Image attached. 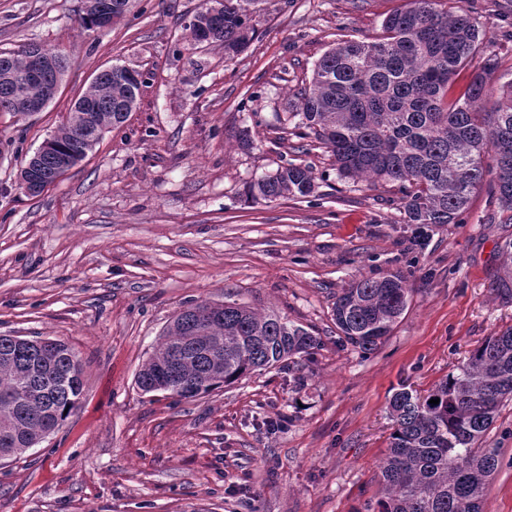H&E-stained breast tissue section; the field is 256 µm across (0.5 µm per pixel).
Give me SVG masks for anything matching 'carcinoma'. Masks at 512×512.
I'll return each instance as SVG.
<instances>
[{"mask_svg":"<svg viewBox=\"0 0 512 512\" xmlns=\"http://www.w3.org/2000/svg\"><path fill=\"white\" fill-rule=\"evenodd\" d=\"M260 0H223L224 11L199 12L204 26H188L195 43H224L237 53L251 41L249 7ZM437 0L386 17L383 35L346 39L324 52L299 94L291 116L295 137L313 139L333 157L338 175L370 186L388 184L402 194L408 223L455 224L472 196L488 185L502 224H512V78L493 89L500 68L485 49L472 18ZM475 72L460 94L453 79L474 56ZM118 66L101 71L86 94L106 127L123 124L137 105L141 83ZM40 95L26 81L24 55L0 51V112L18 114L17 88ZM88 136L66 121L40 157L47 183L58 175L56 157L84 160ZM315 177L288 162L246 184L249 203L307 197ZM498 287L512 292V238L499 247ZM411 288L401 272L353 281L336 298L340 338L367 353L389 336L406 309ZM322 341L274 311L200 302L183 309L163 332L136 377L144 394L182 400L266 370L309 357ZM178 353L177 370L198 379L190 395L162 382ZM83 368L64 342L0 335V458L25 453L79 407ZM439 403L432 404L430 400ZM512 400V326L488 337L466 361L425 395L405 388L390 400L395 430L380 462L377 512H483L499 449L483 447L503 401Z\"/></svg>","mask_w":512,"mask_h":512,"instance_id":"cac0c4a2","label":"carcinoma"}]
</instances>
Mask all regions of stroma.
<instances>
[{
	"mask_svg": "<svg viewBox=\"0 0 512 512\" xmlns=\"http://www.w3.org/2000/svg\"><path fill=\"white\" fill-rule=\"evenodd\" d=\"M205 0H135L85 31L82 0H0V50L62 52L58 96L0 113V334L65 342L83 366L79 408L25 454L0 460V512H365L379 492L388 406L426 392L512 326L497 288L506 236L486 191L457 224L408 223L401 195L339 179L327 150H297L289 118L333 42L381 34L410 0H260L235 55L190 41ZM505 0H455L512 71ZM140 74L138 104L40 196L21 166L102 69ZM310 166L307 198L246 203L252 180ZM402 271L411 295L390 336L363 353L333 306L362 277ZM273 310L323 345L187 400L141 394L135 377L165 327L195 302ZM501 451L484 512H512V401L487 436Z\"/></svg>",
	"mask_w": 512,
	"mask_h": 512,
	"instance_id": "35a3bbf8",
	"label": "stroma"
}]
</instances>
